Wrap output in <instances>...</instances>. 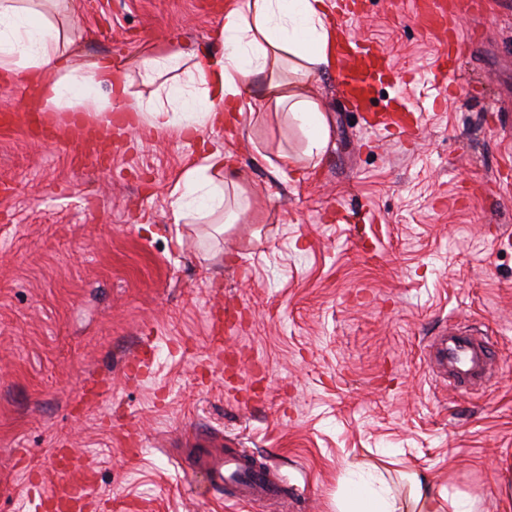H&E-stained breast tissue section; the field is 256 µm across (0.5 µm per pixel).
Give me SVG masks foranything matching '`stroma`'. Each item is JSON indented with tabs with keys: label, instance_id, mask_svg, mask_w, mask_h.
Returning a JSON list of instances; mask_svg holds the SVG:
<instances>
[{
	"label": "stroma",
	"instance_id": "stroma-1",
	"mask_svg": "<svg viewBox=\"0 0 512 512\" xmlns=\"http://www.w3.org/2000/svg\"><path fill=\"white\" fill-rule=\"evenodd\" d=\"M240 0H66L79 62L221 51ZM453 97L442 44L409 0H368L351 22L381 45L425 109L414 138L366 128L326 70L331 137L321 163L276 176L304 137L275 112L216 129L112 135L103 166L71 140L0 127V512H29L25 461L70 448L95 470L108 512H271L197 493L189 434L238 439L271 466L299 512H337L348 470L378 467L407 501L427 475L475 512L512 470V0H473ZM240 174L247 209L224 234L174 221L170 190L206 152ZM224 323L222 344L212 319ZM489 338L499 371L465 394L429 367L448 324ZM144 359L139 371L126 368Z\"/></svg>",
	"mask_w": 512,
	"mask_h": 512
}]
</instances>
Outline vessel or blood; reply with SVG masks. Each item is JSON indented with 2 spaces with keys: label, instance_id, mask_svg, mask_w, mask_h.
<instances>
[{
  "label": "vessel or blood",
  "instance_id": "vessel-or-blood-1",
  "mask_svg": "<svg viewBox=\"0 0 512 512\" xmlns=\"http://www.w3.org/2000/svg\"><path fill=\"white\" fill-rule=\"evenodd\" d=\"M465 0H416V21L426 32L441 38L444 49L438 66L455 75L464 50L457 20L468 14ZM388 58L380 50L365 46L350 32H342L336 42V72L343 94L351 106L362 112L366 122L381 132L407 136L422 125L416 106L400 105L374 110L373 90L383 71L390 69ZM441 355L448 362V382L468 393L483 386L493 375V351L487 337L459 333L449 326ZM191 464L202 475L200 493L219 494L231 489L234 497L268 502L286 512L288 496L274 474L248 454L228 448L204 447L195 442ZM87 462L78 456L52 449L48 458L28 471L38 494L33 512H87L96 488L87 476Z\"/></svg>",
  "mask_w": 512,
  "mask_h": 512
}]
</instances>
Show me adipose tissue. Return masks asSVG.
<instances>
[{"label":"adipose tissue","instance_id":"adipose-tissue-1","mask_svg":"<svg viewBox=\"0 0 512 512\" xmlns=\"http://www.w3.org/2000/svg\"><path fill=\"white\" fill-rule=\"evenodd\" d=\"M43 0H0V73L38 84L46 106H82L103 116L113 104L128 112L133 125L153 130L200 131L224 121L228 112H283L286 123L305 138L301 155L280 154L282 167L301 160L320 163L330 139V125L315 91L321 72L333 63L335 36L331 0H244L224 16L220 56L191 60L176 49L140 61L150 95L131 92L125 70L108 62L72 61L68 31L48 20ZM262 93H254L255 84ZM237 173L224 165L220 152L201 157L174 187L172 213L199 217L224 215L231 196H244ZM439 490L422 474L412 476L409 506L398 505L372 473L352 471L344 479L339 512H440Z\"/></svg>","mask_w":512,"mask_h":512}]
</instances>
